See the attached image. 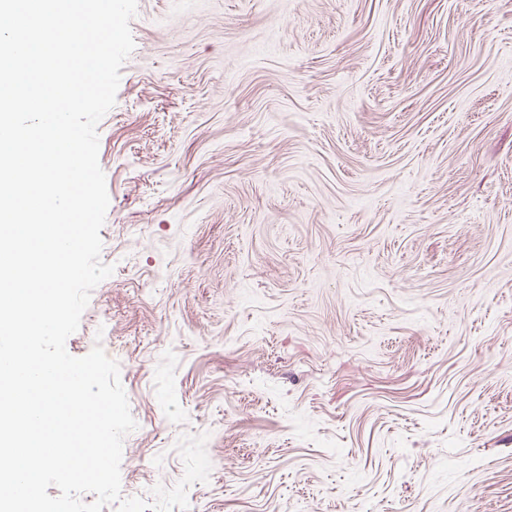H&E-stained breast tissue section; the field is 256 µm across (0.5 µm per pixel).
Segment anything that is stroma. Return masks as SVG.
I'll return each mask as SVG.
<instances>
[{
    "label": "stroma",
    "mask_w": 512,
    "mask_h": 512,
    "mask_svg": "<svg viewBox=\"0 0 512 512\" xmlns=\"http://www.w3.org/2000/svg\"><path fill=\"white\" fill-rule=\"evenodd\" d=\"M66 348L120 367L121 493L512 512V0H138Z\"/></svg>",
    "instance_id": "obj_1"
}]
</instances>
